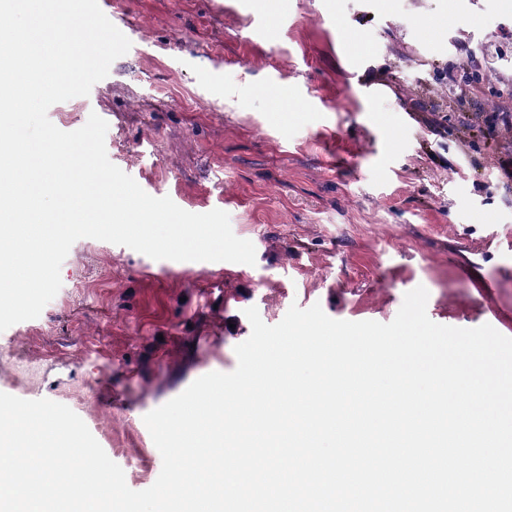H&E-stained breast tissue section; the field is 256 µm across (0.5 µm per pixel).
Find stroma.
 Wrapping results in <instances>:
<instances>
[{"label":"stroma","instance_id":"obj_1","mask_svg":"<svg viewBox=\"0 0 512 512\" xmlns=\"http://www.w3.org/2000/svg\"><path fill=\"white\" fill-rule=\"evenodd\" d=\"M132 43L70 132L108 123L109 160L185 211L227 212L255 265L154 260L77 240L39 317L0 332V392L71 408L132 490L160 474L144 416L237 366L256 307L391 322L424 286L428 317L512 337L506 150L451 120L438 66L473 51L512 85V0H104Z\"/></svg>","mask_w":512,"mask_h":512}]
</instances>
